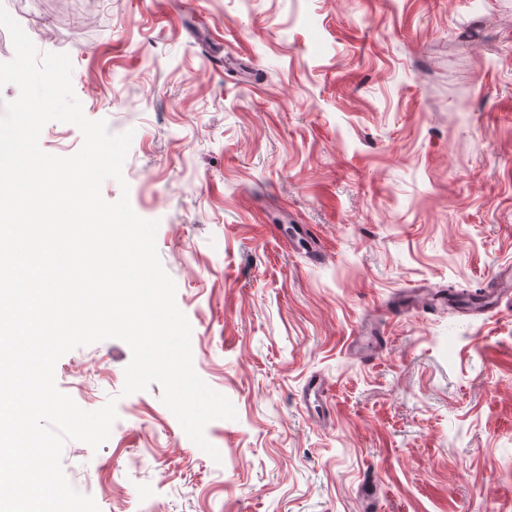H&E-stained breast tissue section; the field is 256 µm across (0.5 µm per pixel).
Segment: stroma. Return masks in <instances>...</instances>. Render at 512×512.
Returning a JSON list of instances; mask_svg holds the SVG:
<instances>
[{
	"instance_id": "35a3bbf8",
	"label": "stroma",
	"mask_w": 512,
	"mask_h": 512,
	"mask_svg": "<svg viewBox=\"0 0 512 512\" xmlns=\"http://www.w3.org/2000/svg\"><path fill=\"white\" fill-rule=\"evenodd\" d=\"M63 53L85 116L133 131L122 181L237 417L194 444L162 389L123 395L118 339L57 388L94 411L67 480L100 512H512V293L476 312L411 299L512 268V0H0ZM467 108L457 111L459 92ZM46 153L83 144L52 121ZM386 342L364 360V327ZM327 409L307 408L310 377Z\"/></svg>"
}]
</instances>
